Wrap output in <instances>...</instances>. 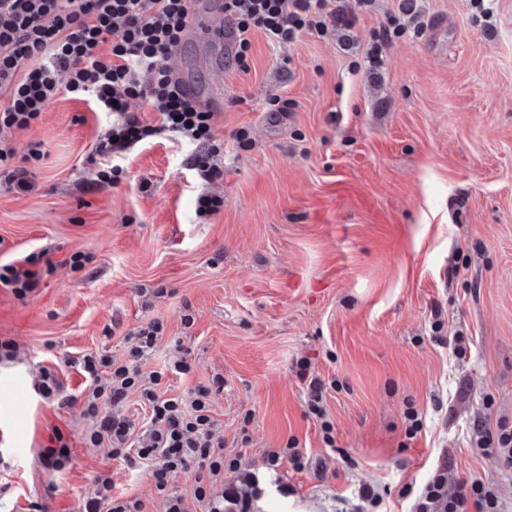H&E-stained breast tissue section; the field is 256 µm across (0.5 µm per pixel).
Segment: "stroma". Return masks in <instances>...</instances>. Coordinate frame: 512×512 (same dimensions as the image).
I'll list each match as a JSON object with an SVG mask.
<instances>
[{"instance_id": "obj_1", "label": "stroma", "mask_w": 512, "mask_h": 512, "mask_svg": "<svg viewBox=\"0 0 512 512\" xmlns=\"http://www.w3.org/2000/svg\"><path fill=\"white\" fill-rule=\"evenodd\" d=\"M395 5L360 15L351 47L305 33L279 48L256 31L248 72L198 70L224 92V207L209 217L197 212L190 149L170 138L127 152L98 184L95 147L112 117L85 101L58 95L11 132L18 155L36 141L43 156L28 164L33 191L0 186V264L48 247L55 269L24 297L0 284V339L21 349L0 360V512H81L100 478L163 512L149 469L84 442L85 380L66 363L124 357L127 334L153 319L164 334L144 369L178 349L193 365L166 376L168 395L224 378L216 435L240 467L211 480L212 498L236 492L250 512H354L371 484L390 489L383 512H406L400 490L446 460L453 474L494 479L512 512V470L470 446L476 420L512 422V0H494L487 18L474 0H425L423 36L396 39L370 74V33ZM271 93L289 112H267ZM77 252L90 257L79 271ZM143 288L164 294L148 301ZM305 358L327 385L332 449L296 375ZM43 368L66 402L17 409L14 383ZM410 403L424 427L406 448ZM56 430L72 452L62 471L44 459ZM292 438L323 475L269 466Z\"/></svg>"}]
</instances>
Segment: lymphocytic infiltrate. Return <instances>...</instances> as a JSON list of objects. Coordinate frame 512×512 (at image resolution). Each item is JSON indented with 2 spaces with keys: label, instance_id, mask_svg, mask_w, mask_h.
<instances>
[{
  "label": "lymphocytic infiltrate",
  "instance_id": "obj_1",
  "mask_svg": "<svg viewBox=\"0 0 512 512\" xmlns=\"http://www.w3.org/2000/svg\"><path fill=\"white\" fill-rule=\"evenodd\" d=\"M190 0H0V179L20 192L33 190L27 168L14 165L16 149L8 131L25 129L37 121L62 93L84 100L92 111L108 112L112 125L101 136L102 158L97 179L111 183L120 154L165 135L192 144L189 167L196 179L219 182L224 168L216 158L221 148L213 139L215 112L205 109L183 91L172 60L189 19ZM376 0H224V20L234 33L226 64L246 68L253 31H262L283 47L301 33L327 36L353 30L360 15L372 11ZM426 27L419 0H397L394 10L371 35L366 50L370 70L380 69L386 51L405 34L422 36ZM147 101L157 123H145L132 112L135 100ZM54 264L48 250L30 253L23 264L0 265V284L26 295L38 287ZM160 320H150L131 335L125 359L106 352H86L75 360L86 379L84 414L93 421L89 440L107 445L111 456L134 457L148 466L165 512H186L183 499L168 486L176 477L192 474L198 498H205L207 482L237 468L226 458L224 443L214 436L216 421L210 404L213 387H196L188 396L170 397L161 389L164 373L181 375L191 369L175 355L165 371L143 373L140 363L163 335ZM297 374L307 382L309 414L321 426L326 445H334L333 426L326 418L325 384L300 361ZM140 390L148 418L144 426L118 414L129 393ZM473 447L494 455L503 469L512 468V427L490 426L480 420L473 427ZM411 496L410 512H502L494 481L450 475L447 464L437 465L420 492Z\"/></svg>",
  "mask_w": 512,
  "mask_h": 512
}]
</instances>
